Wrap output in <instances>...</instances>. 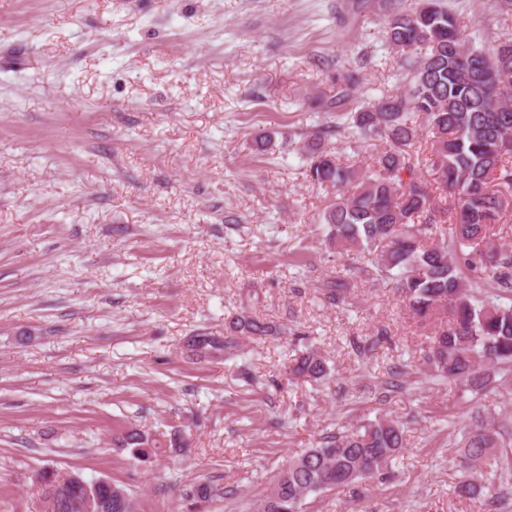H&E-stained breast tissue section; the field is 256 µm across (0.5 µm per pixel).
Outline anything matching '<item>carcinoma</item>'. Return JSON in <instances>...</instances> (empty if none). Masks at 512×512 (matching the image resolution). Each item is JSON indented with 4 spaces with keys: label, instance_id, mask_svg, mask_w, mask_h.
<instances>
[{
    "label": "carcinoma",
    "instance_id": "1",
    "mask_svg": "<svg viewBox=\"0 0 512 512\" xmlns=\"http://www.w3.org/2000/svg\"><path fill=\"white\" fill-rule=\"evenodd\" d=\"M458 28L441 0H410L394 11L386 20V40L411 75L409 88L348 113L359 139L378 140L383 147L368 164L345 163L322 142L309 144L304 153L310 180L340 190L320 217L326 247L365 260L355 267L362 276L394 275L418 320L449 310L451 317L437 325L423 363L434 379L477 394L500 371H512V248L495 242L501 218L512 210V89L504 91V84L512 85V72L505 73L502 64L504 54L512 55V38L477 45L461 39ZM423 125L431 133L424 149L417 146ZM428 163L457 196L452 206H439L415 175ZM488 280L498 294H481ZM348 286L346 279L326 281L323 301L343 303ZM270 332L271 326L242 312L231 320L228 336L198 333L187 349L199 361H228L236 356L235 337ZM376 335L353 343L357 356L369 358L387 330ZM289 374L319 380L327 374L326 362L308 349L293 359ZM403 437L402 424L386 415L328 434L288 461L251 512H304L311 494L387 478ZM157 444L131 428L121 447L146 459ZM503 447L505 441L485 425L467 433L460 492L478 500L487 489L484 467H512ZM184 496L208 502L223 493L205 478ZM110 512H135L125 485L112 483Z\"/></svg>",
    "mask_w": 512,
    "mask_h": 512
}]
</instances>
